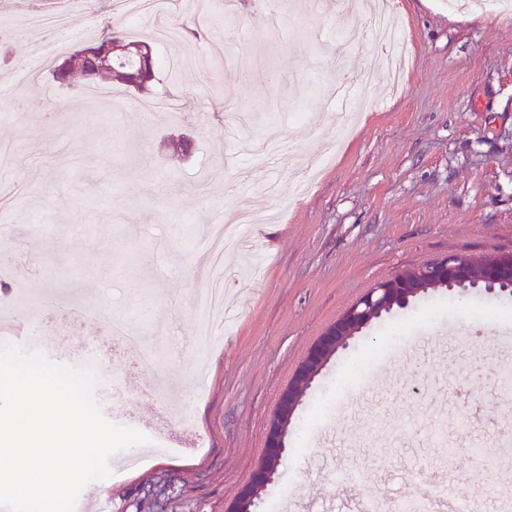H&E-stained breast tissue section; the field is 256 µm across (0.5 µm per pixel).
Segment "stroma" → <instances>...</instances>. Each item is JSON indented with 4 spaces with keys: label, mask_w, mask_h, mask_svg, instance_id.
I'll return each instance as SVG.
<instances>
[{
    "label": "stroma",
    "mask_w": 512,
    "mask_h": 512,
    "mask_svg": "<svg viewBox=\"0 0 512 512\" xmlns=\"http://www.w3.org/2000/svg\"><path fill=\"white\" fill-rule=\"evenodd\" d=\"M312 41L301 0H251L227 31L207 19L224 0H170L162 16L179 34L154 55L147 94L113 81L108 97L87 82L61 89L53 61L19 88L63 102L0 115V283L11 286L22 346L71 365L95 362L107 420L155 437L185 418L195 441L115 454L109 478L88 484L76 512H228L264 455L268 423L325 330L376 283L448 253L512 252V8L448 12L442 0H393L412 57L399 89L378 68L371 40L342 45L340 21L361 26L360 0H317ZM67 15L97 43L104 24L148 39L153 22L113 0H0V76L38 51L15 38L31 6ZM351 80L360 104L341 130L332 93ZM252 204L249 234L262 274L224 254V288L237 319L195 360L196 295L207 283L205 231ZM129 330L155 352L147 369L114 346ZM512 362V295L483 288L432 292L373 321L339 350L305 392L288 453L256 512L304 499L332 512L337 467L367 470V493L411 490L414 465L452 477L475 512L512 498V395L496 388ZM486 454L473 456L472 440Z\"/></svg>",
    "instance_id": "35a3bbf8"
}]
</instances>
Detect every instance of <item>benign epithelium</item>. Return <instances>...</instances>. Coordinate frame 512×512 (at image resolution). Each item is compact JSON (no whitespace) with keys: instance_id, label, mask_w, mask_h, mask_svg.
I'll list each match as a JSON object with an SVG mask.
<instances>
[{"instance_id":"1","label":"benign epithelium","mask_w":512,"mask_h":512,"mask_svg":"<svg viewBox=\"0 0 512 512\" xmlns=\"http://www.w3.org/2000/svg\"><path fill=\"white\" fill-rule=\"evenodd\" d=\"M440 279L448 289L466 283L485 286L488 293L497 292L503 284L512 288V253L495 256H464L448 254L424 265L407 269L393 278L379 283L358 300L347 312L331 325L308 352L292 382L279 396L277 410L268 427L267 448L264 459L255 470L252 481L244 487L231 512H247L259 493L273 481L287 449L273 443V432L286 426L295 413L301 397L321 373L336 352L347 346L348 341L362 331L373 319L390 312L398 304L407 305L428 289L419 287L420 281Z\"/></svg>"}]
</instances>
